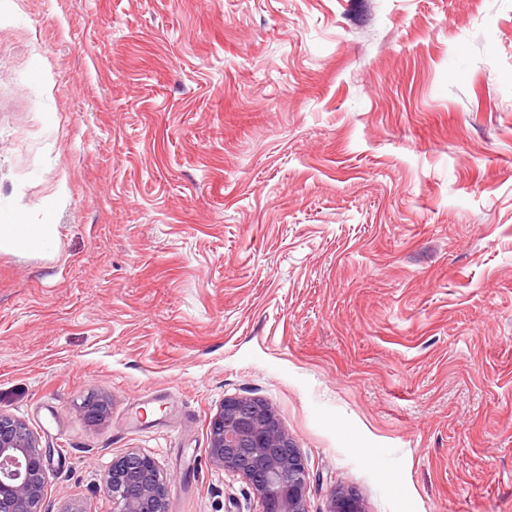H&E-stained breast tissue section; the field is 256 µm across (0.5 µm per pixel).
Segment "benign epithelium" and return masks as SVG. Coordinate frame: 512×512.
I'll use <instances>...</instances> for the list:
<instances>
[{
  "label": "benign epithelium",
  "mask_w": 512,
  "mask_h": 512,
  "mask_svg": "<svg viewBox=\"0 0 512 512\" xmlns=\"http://www.w3.org/2000/svg\"><path fill=\"white\" fill-rule=\"evenodd\" d=\"M90 419L106 414V400L92 394L82 402ZM209 460L249 482L260 504L258 512H308L309 471L276 412L260 399L226 397L209 421ZM47 449L21 420L0 412V512H42ZM141 472V492L128 491V457L112 463L102 479L112 512H151L155 500L168 502L170 477L155 459L134 454ZM263 462L265 479L253 473ZM23 508H18V505ZM326 512H362L350 490H335Z\"/></svg>",
  "instance_id": "obj_1"
}]
</instances>
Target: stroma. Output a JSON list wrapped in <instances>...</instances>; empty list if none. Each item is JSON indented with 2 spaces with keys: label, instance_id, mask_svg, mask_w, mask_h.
I'll list each match as a JSON object with an SVG mask.
<instances>
[{
  "label": "stroma",
  "instance_id": "obj_1",
  "mask_svg": "<svg viewBox=\"0 0 512 512\" xmlns=\"http://www.w3.org/2000/svg\"><path fill=\"white\" fill-rule=\"evenodd\" d=\"M0 224L51 227L0 248L45 512H112L131 452L254 512L228 396L309 512H512V0H0ZM209 460L249 482L257 512H308L309 471L276 412L260 399L225 397L209 421ZM263 462L265 479L253 473ZM326 512H362L359 498L350 490H334L330 495Z\"/></svg>",
  "mask_w": 512,
  "mask_h": 512
}]
</instances>
